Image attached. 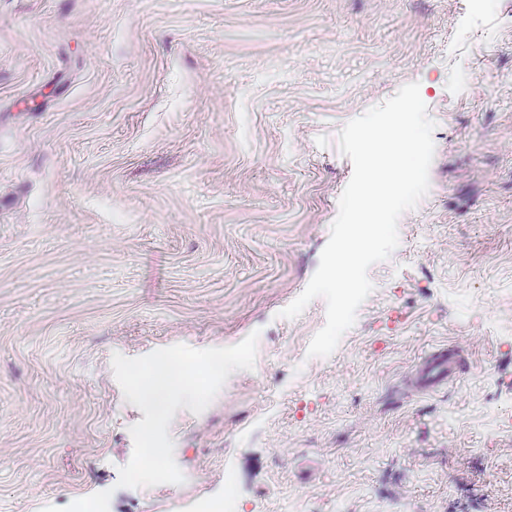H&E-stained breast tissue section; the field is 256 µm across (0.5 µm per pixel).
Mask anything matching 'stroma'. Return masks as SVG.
Instances as JSON below:
<instances>
[{"label":"stroma","mask_w":512,"mask_h":512,"mask_svg":"<svg viewBox=\"0 0 512 512\" xmlns=\"http://www.w3.org/2000/svg\"><path fill=\"white\" fill-rule=\"evenodd\" d=\"M416 82L429 190L326 358L305 289L349 120ZM258 332L117 487L111 366ZM456 370L420 387L438 348ZM512 512V0H0V512Z\"/></svg>","instance_id":"35a3bbf8"}]
</instances>
